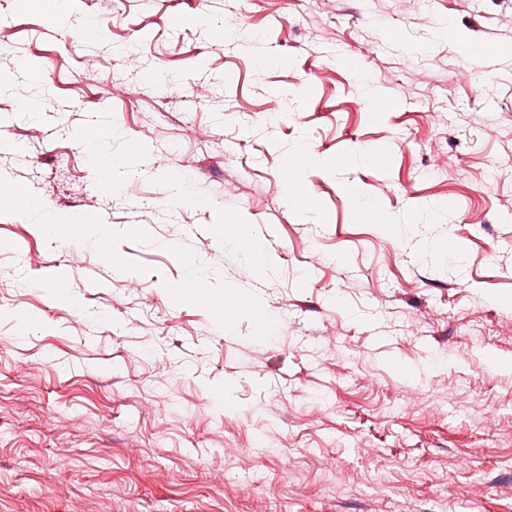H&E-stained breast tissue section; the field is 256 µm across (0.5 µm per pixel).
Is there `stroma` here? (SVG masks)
<instances>
[{"mask_svg":"<svg viewBox=\"0 0 512 512\" xmlns=\"http://www.w3.org/2000/svg\"><path fill=\"white\" fill-rule=\"evenodd\" d=\"M42 2L0 0V512H512V0Z\"/></svg>","mask_w":512,"mask_h":512,"instance_id":"1","label":"stroma"}]
</instances>
